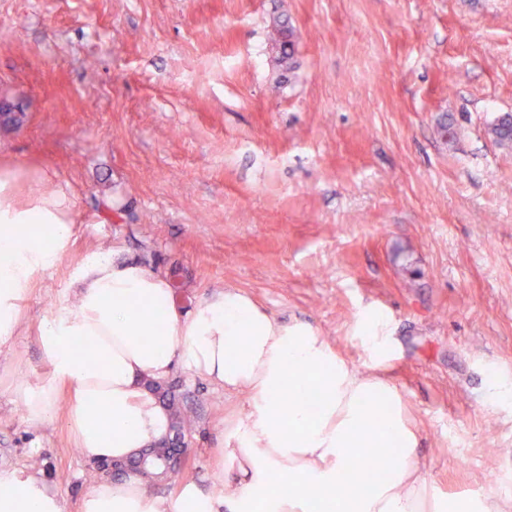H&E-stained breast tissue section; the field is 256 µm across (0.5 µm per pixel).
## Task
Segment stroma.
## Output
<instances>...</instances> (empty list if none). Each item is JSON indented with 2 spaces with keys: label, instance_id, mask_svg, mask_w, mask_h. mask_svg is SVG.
Instances as JSON below:
<instances>
[{
  "label": "stroma",
  "instance_id": "1",
  "mask_svg": "<svg viewBox=\"0 0 512 512\" xmlns=\"http://www.w3.org/2000/svg\"><path fill=\"white\" fill-rule=\"evenodd\" d=\"M296 37L285 70L273 27ZM0 168L46 170L72 238L0 354V471L42 470L78 512L91 464L65 417L12 390L49 369L41 318L87 256L178 272L184 313L233 288L354 366L358 320L385 319L398 389L436 495L512 501V0H0ZM196 415L174 497L223 492L218 445L243 396L176 366Z\"/></svg>",
  "mask_w": 512,
  "mask_h": 512
}]
</instances>
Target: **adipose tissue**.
Listing matches in <instances>:
<instances>
[{
  "instance_id": "ef3b65f1",
  "label": "adipose tissue",
  "mask_w": 512,
  "mask_h": 512,
  "mask_svg": "<svg viewBox=\"0 0 512 512\" xmlns=\"http://www.w3.org/2000/svg\"><path fill=\"white\" fill-rule=\"evenodd\" d=\"M18 175L0 170V347L20 332L19 305L38 274L67 249L71 204L62 189L15 202ZM69 286L75 300L42 320L38 344L50 375L18 383L13 399L32 422L52 419L59 387L81 457L122 460L165 438L167 408L151 391L175 365L244 395L247 411L223 438L225 468L236 477L223 497L184 485L172 499L141 477L94 484L81 512H502L438 499L416 454L418 436L398 389L382 375L396 348L381 319L361 325L369 360L357 368L310 326L278 323L233 289L191 314L177 308L167 277L138 262L84 261ZM295 398L286 408L285 398ZM355 448H387L376 471L354 464ZM0 512H60L56 492L35 472H0Z\"/></svg>"
}]
</instances>
